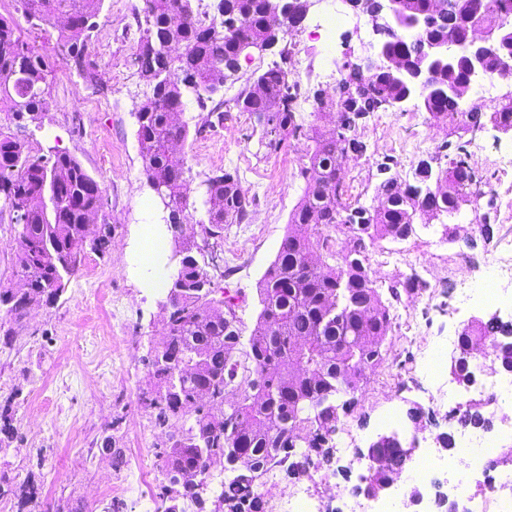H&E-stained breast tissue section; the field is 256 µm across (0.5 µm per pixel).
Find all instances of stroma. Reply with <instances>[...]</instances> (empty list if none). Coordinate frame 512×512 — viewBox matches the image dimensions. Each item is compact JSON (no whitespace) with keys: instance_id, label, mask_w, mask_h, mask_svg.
I'll list each match as a JSON object with an SVG mask.
<instances>
[{"instance_id":"stroma-1","label":"stroma","mask_w":512,"mask_h":512,"mask_svg":"<svg viewBox=\"0 0 512 512\" xmlns=\"http://www.w3.org/2000/svg\"><path fill=\"white\" fill-rule=\"evenodd\" d=\"M0 15L16 18L21 40L52 64L47 74L49 111L31 120L0 109V133L24 139L35 152L55 150L76 157L100 183L104 207L99 216L111 227L109 246L101 252H84L53 305L31 310L16 324L0 313V324L12 327L11 346L0 348V401L11 402L18 429L17 439L0 450V471L19 481L35 475L41 489L32 512H58L69 503L81 504L83 512H102L113 500L122 502L123 512H156L164 480L156 449L165 431L156 425L143 398L151 389L145 359L165 331L167 291L142 288L147 271L139 250L144 225H153L166 241L171 233L163 206L144 174L136 136V111L148 88L136 78L132 63L135 11L131 0H103L88 49L99 77L95 83L63 61L55 26L30 27L21 18L17 0H0ZM375 40L363 17L337 33L331 55H324L319 42L306 35L291 52L342 67L371 53ZM278 58L275 52L254 55L242 61L236 79L225 81L223 125L205 128L206 111L194 106L186 111L194 134L186 141L183 156L197 207L185 233L200 248L214 299L241 297L237 315L246 338L261 311L260 282L277 256L290 214L303 193L305 181L299 171L312 147L309 139L291 136L278 153L266 152L259 144L260 127L233 104L237 92ZM452 130V124L436 122L410 103L400 110L388 107L371 114L358 130L368 151L349 161L347 199L374 206L377 162L394 159L400 179L412 181L420 161L435 156ZM474 138L483 145L480 155L468 158L477 179L493 186L512 184V172L499 171L497 166L501 154L512 152V137L488 126ZM278 158L289 163L281 175L272 171ZM220 167L237 169L243 188L256 195L257 204L250 223L225 225L223 236L213 238L205 232L203 182ZM484 213L490 216L493 239L467 247L464 228ZM450 222L459 228L455 241L444 239L438 224L420 223L408 240L383 241L369 250L380 290L413 274L423 287L392 308L385 343L396 346L397 355L392 364L380 365L367 378L358 407L338 425L333 437L340 449L338 464L351 466L352 475L336 476L337 484L348 488L358 484L363 469L354 461V450L378 433L379 419L386 412L398 413L400 432H409L405 413L414 405L421 408L430 434L448 430V407H435L429 401L421 350L411 342L415 324L425 325L431 338L447 340L474 316L496 313L512 319V309L495 311L467 303L460 293L461 279L477 275L492 257L495 239L512 234V218L482 200L474 207L463 206ZM18 231L9 210H0V287L19 282ZM105 434L111 435L113 447L123 450L122 466H113L99 451L97 443ZM142 471L152 478L145 501L119 488L128 474Z\"/></svg>"}]
</instances>
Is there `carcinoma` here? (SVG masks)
<instances>
[{
	"label": "carcinoma",
	"mask_w": 512,
	"mask_h": 512,
	"mask_svg": "<svg viewBox=\"0 0 512 512\" xmlns=\"http://www.w3.org/2000/svg\"><path fill=\"white\" fill-rule=\"evenodd\" d=\"M102 0H19L24 19L34 25L56 24L67 18L60 29L59 45L68 60L85 78L95 73L86 60ZM407 6L418 12L440 15L438 23L411 37V32L396 27L386 35V55L396 57L404 67L403 75L392 78L379 69L366 83L351 80L337 90V116L370 114L386 104L417 97L432 119L438 121L448 112L457 113L461 134L483 126L482 113L462 112L461 103L473 84L476 71L464 58L468 23L481 22L499 31L512 27V8L503 0H408ZM225 12L242 19L228 32L217 18H204L194 0H143L142 19L138 20L136 62L140 77L151 89L136 112L137 140L143 168L153 190L168 198L172 211L187 220L190 183L185 159L170 152L174 141L185 142L186 125H175L170 113L185 108L190 95L201 109H209V126L224 122V101L208 92L211 83L222 78V65L235 57L242 41L270 42L275 35L286 39L298 29L303 4L292 15L277 19L266 14L264 0H224ZM17 25L12 18L0 16V104L8 111L36 120L49 110L47 94L41 91L49 62L35 48L21 50ZM426 41L451 42L461 60L452 76L454 92L448 80L427 79L423 92L413 88L409 74L423 67L422 44ZM174 44L185 53L179 62L168 59L167 46ZM512 70V52L494 47L482 74ZM288 70L273 63L258 75L254 84L243 87L234 97V105L251 115L268 113L275 126L263 130L265 147L280 150L285 137L302 132L296 121L298 82H289ZM315 147L300 174L306 186L293 209L288 232L280 250L260 283L261 313L242 351L240 361L231 353L241 346L235 298L224 299V311L215 312L209 296L213 292L209 276L196 258L194 247L182 257L180 275L187 291L169 310L167 336L162 341L165 361L150 370L156 392L149 407L156 424L188 413L193 421L184 440L174 447L162 446L157 456L163 460L166 482L160 485L158 498L163 512H176L166 502L187 499L205 512L208 498L200 497L194 485L177 484L179 473L194 470L204 475L209 450L195 447L192 430L204 431L212 419L224 414V390L244 386L253 374L261 375L268 392L244 397L233 416L239 440L238 451L266 473L279 465L286 475L306 471L311 461L317 472L331 470L335 455L332 435L336 433L334 413L352 393L360 390L363 366H376L383 360V346L390 328V309L401 301V293L416 290L412 283L404 288L388 287L389 298L375 288L369 275L368 249L383 240L407 239L408 226L420 220L428 224L452 213L461 201H478L483 196L467 173L462 144L447 142L442 149H454L445 165L432 169L433 181L452 182L455 190L443 195L417 194L411 183H401L377 172L380 203L371 211L364 205L344 199L346 190L340 177L343 158L360 154L365 144L351 129L341 140L321 139L308 134ZM206 191L218 201V208L207 210L206 232L224 233L226 224H247L256 198L241 186L239 174L219 169L205 181ZM15 200L21 210L20 247L15 268L24 283L21 296L12 288H0V310L18 322L28 312V304L58 297L51 284L60 279L58 259L68 256L72 268L81 261V239L88 234L86 224L102 208L99 183L69 155H36L25 140L0 134V196ZM344 226L350 233L343 248L346 267L336 266L338 250L324 231ZM487 339L496 344L495 355L506 370L512 371V326L487 319L465 329L464 342ZM467 422L483 429L490 418L481 406L471 404ZM305 430L310 436L308 448L298 451L284 439L290 429ZM15 436L10 408L0 407V447ZM38 487L27 479L14 483L0 475V499L17 501L18 512L37 499ZM218 507L211 512H263L264 493L231 477L224 480L217 496Z\"/></svg>",
	"instance_id": "carcinoma-1"
}]
</instances>
